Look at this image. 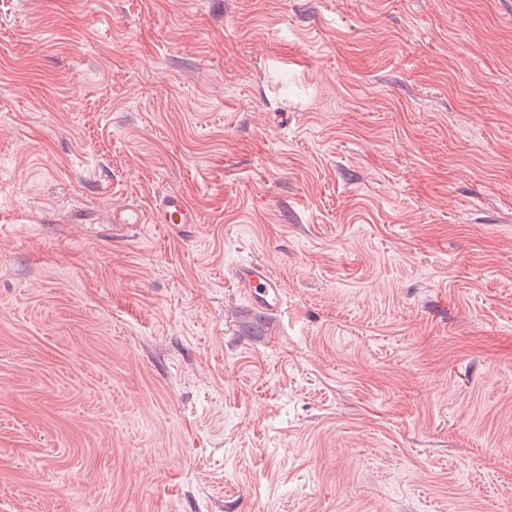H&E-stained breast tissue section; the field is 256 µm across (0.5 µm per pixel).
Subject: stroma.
Returning a JSON list of instances; mask_svg holds the SVG:
<instances>
[{
	"label": "stroma",
	"instance_id": "obj_1",
	"mask_svg": "<svg viewBox=\"0 0 512 512\" xmlns=\"http://www.w3.org/2000/svg\"><path fill=\"white\" fill-rule=\"evenodd\" d=\"M511 505L512 0H0V512ZM63 222L76 226L94 224L95 239L112 244L124 241L131 232L139 231L141 224H168L173 228L186 229L200 224V217L185 193L165 190L153 198L146 210L138 205L106 209L96 214L85 209H71ZM235 288L247 295L253 308L275 314L284 305L280 282L262 261L250 259L236 265L231 273Z\"/></svg>",
	"mask_w": 512,
	"mask_h": 512
}]
</instances>
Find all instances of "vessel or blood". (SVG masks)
Masks as SVG:
<instances>
[{
    "label": "vessel or blood",
    "mask_w": 512,
    "mask_h": 512,
    "mask_svg": "<svg viewBox=\"0 0 512 512\" xmlns=\"http://www.w3.org/2000/svg\"><path fill=\"white\" fill-rule=\"evenodd\" d=\"M63 221L77 226L93 225L96 240L112 243L124 241L144 224H166L186 229L199 223L200 217L185 193L166 190L156 195L146 209L129 205L95 214L84 209H72L65 214ZM231 278L235 287L247 295L253 308L268 314L282 310L284 296L281 284L264 262L254 259L241 262L233 268Z\"/></svg>",
    "instance_id": "vessel-or-blood-1"
}]
</instances>
